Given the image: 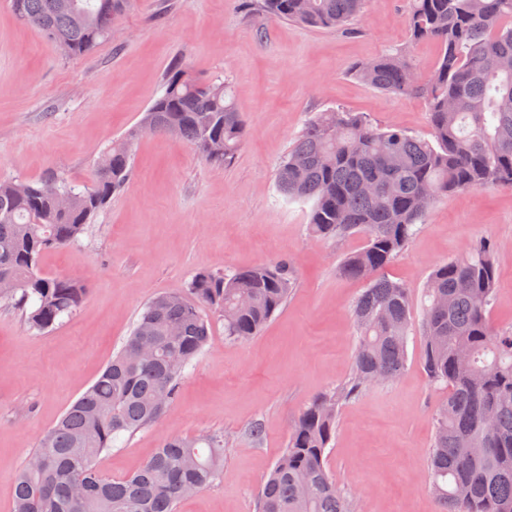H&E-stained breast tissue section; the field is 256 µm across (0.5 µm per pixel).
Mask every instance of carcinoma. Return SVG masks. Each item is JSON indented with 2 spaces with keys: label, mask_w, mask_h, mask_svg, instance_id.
<instances>
[{
  "label": "carcinoma",
  "mask_w": 512,
  "mask_h": 512,
  "mask_svg": "<svg viewBox=\"0 0 512 512\" xmlns=\"http://www.w3.org/2000/svg\"><path fill=\"white\" fill-rule=\"evenodd\" d=\"M128 0H12L19 17L51 44L79 57L111 37ZM367 0H261L259 24L284 20L314 28L351 29ZM409 42L439 48L422 75L405 47L356 65L353 75L381 94L420 97L431 138L381 127L354 112L310 118L280 161L275 182L311 203L309 233L323 241L364 238L346 253L340 275L365 282L352 304L357 328L349 377L300 412L258 494L257 512H356L326 465L337 412L372 384L396 379L407 363L409 336L423 339L431 383L448 388L433 416L429 490L439 512H512V327L489 318L498 275L496 244L436 266L415 322L410 290L383 275L420 231L441 197L512 188V0H409ZM149 128L193 146L214 166L232 162L249 132L229 79L200 83L181 65L163 94L98 165L92 187L56 176L70 195L61 209L46 180L0 179L1 294L32 331L47 333L71 318L89 288L71 274L48 275L44 255L73 246L132 174L131 151ZM297 284L286 259L229 272L202 271L183 292L145 306L123 346L99 376L38 438L14 482L13 512H176L213 485L224 467V434H166L133 474L113 480L98 460L124 436L156 427L177 398L186 369L209 343L216 316L225 338L247 341L285 305ZM475 448L487 452L476 455Z\"/></svg>",
  "instance_id": "1"
}]
</instances>
